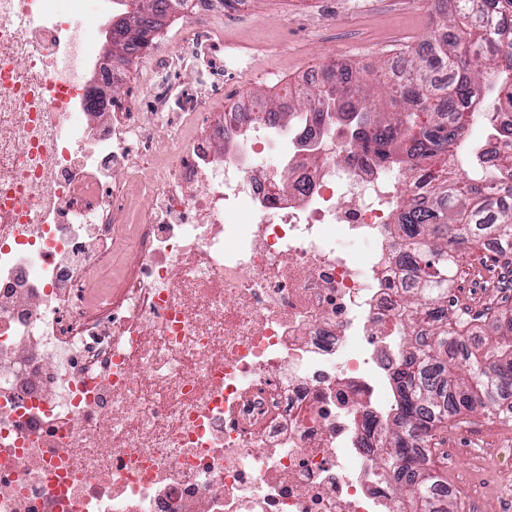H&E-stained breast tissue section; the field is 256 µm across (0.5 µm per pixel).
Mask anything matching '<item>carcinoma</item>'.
Listing matches in <instances>:
<instances>
[{"instance_id": "carcinoma-1", "label": "carcinoma", "mask_w": 512, "mask_h": 512, "mask_svg": "<svg viewBox=\"0 0 512 512\" xmlns=\"http://www.w3.org/2000/svg\"><path fill=\"white\" fill-rule=\"evenodd\" d=\"M163 0H132V20L152 27ZM425 50L402 61L415 83L395 86L358 77L345 85H314L303 93L292 122L345 125L349 152L372 150L398 167L419 160L457 156L471 171L439 186L423 206L406 200L399 228L408 239L406 263L415 273L407 306L414 321L429 325V338L411 345L397 370L393 428L387 451L376 461L380 475H395L409 500L400 512H457L447 479L425 466L436 445L438 424L450 414L498 404L512 389V313L488 325L487 337L464 345L467 321L451 299L463 253L486 237L512 255V185L481 163L478 148L464 137L479 114L485 94L500 88L496 112L487 116L490 135L512 150V126L496 123L497 113L512 111V33L500 22L512 17V0H452Z\"/></svg>"}]
</instances>
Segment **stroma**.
<instances>
[{
    "label": "stroma",
    "instance_id": "stroma-1",
    "mask_svg": "<svg viewBox=\"0 0 512 512\" xmlns=\"http://www.w3.org/2000/svg\"><path fill=\"white\" fill-rule=\"evenodd\" d=\"M120 0H87L78 18L91 58L89 85L110 52L104 27L120 16ZM436 0H243L239 11L198 24L191 10L175 13L155 36L149 57L127 61L129 77L113 86L112 107L97 123L130 116L136 127L156 121L154 96L168 85L187 90L209 86L215 107L246 98L263 107L278 104L283 88L336 63L370 74L386 62L415 54L435 29ZM187 55L175 72L163 69L172 55ZM458 433L455 446H436L430 465L447 475L458 512H512L478 486L480 470L468 449L499 447L512 433V392L499 409L449 416Z\"/></svg>",
    "mask_w": 512,
    "mask_h": 512
}]
</instances>
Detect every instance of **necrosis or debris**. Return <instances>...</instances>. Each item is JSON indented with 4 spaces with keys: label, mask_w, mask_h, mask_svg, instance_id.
Returning <instances> with one entry per match:
<instances>
[{
    "label": "necrosis or debris",
    "mask_w": 512,
    "mask_h": 512,
    "mask_svg": "<svg viewBox=\"0 0 512 512\" xmlns=\"http://www.w3.org/2000/svg\"><path fill=\"white\" fill-rule=\"evenodd\" d=\"M59 0H0V512H387L413 174L249 105L98 128ZM138 262L113 273L117 247Z\"/></svg>",
    "instance_id": "obj_1"
}]
</instances>
